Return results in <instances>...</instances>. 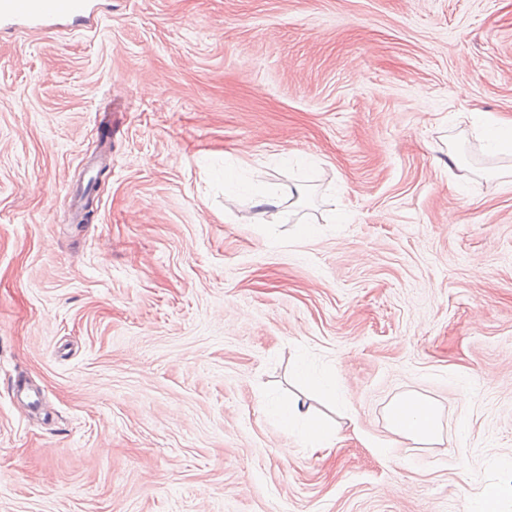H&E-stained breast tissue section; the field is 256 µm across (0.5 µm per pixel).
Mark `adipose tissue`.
Returning a JSON list of instances; mask_svg holds the SVG:
<instances>
[{"label":"adipose tissue","instance_id":"1","mask_svg":"<svg viewBox=\"0 0 512 512\" xmlns=\"http://www.w3.org/2000/svg\"><path fill=\"white\" fill-rule=\"evenodd\" d=\"M270 412L281 428H300L304 441L312 450L327 447L333 437L330 427L310 418L304 402L297 399L273 404ZM389 430L419 445L437 444L441 441L439 411L428 399L407 395L394 401L386 416Z\"/></svg>","mask_w":512,"mask_h":512}]
</instances>
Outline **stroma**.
I'll list each match as a JSON object with an SVG mask.
<instances>
[{
	"mask_svg": "<svg viewBox=\"0 0 512 512\" xmlns=\"http://www.w3.org/2000/svg\"><path fill=\"white\" fill-rule=\"evenodd\" d=\"M93 3L0 32V512H512V0ZM471 118L474 125L483 128L493 151L512 154V122L493 119L482 112H472ZM386 420L392 433L420 446L442 442L438 408L426 398L407 395L397 399L389 407ZM270 412L277 418L280 427L285 430H291L300 424L303 439L312 450H320L330 444L333 437L331 428L308 417L309 407L305 408L304 402L299 399H289L273 404Z\"/></svg>",
	"mask_w": 512,
	"mask_h": 512,
	"instance_id": "35a3bbf8",
	"label": "stroma"
}]
</instances>
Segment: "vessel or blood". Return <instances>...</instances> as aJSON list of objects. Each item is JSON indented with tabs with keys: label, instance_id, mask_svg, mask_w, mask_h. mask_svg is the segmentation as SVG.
Wrapping results in <instances>:
<instances>
[{
	"label": "vessel or blood",
	"instance_id": "obj_1",
	"mask_svg": "<svg viewBox=\"0 0 512 512\" xmlns=\"http://www.w3.org/2000/svg\"><path fill=\"white\" fill-rule=\"evenodd\" d=\"M72 18L88 26L100 19L88 9V0H0V29L44 28L47 23Z\"/></svg>",
	"mask_w": 512,
	"mask_h": 512
}]
</instances>
